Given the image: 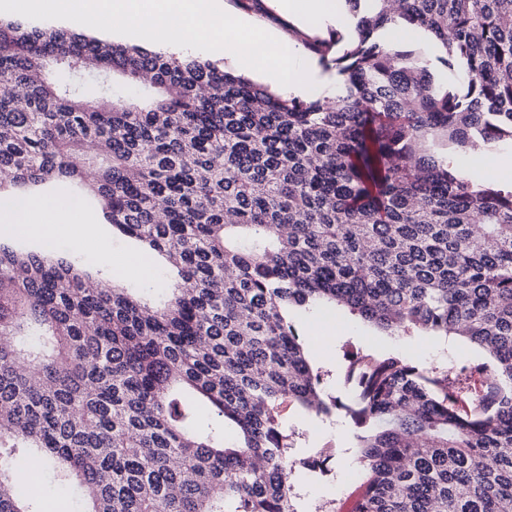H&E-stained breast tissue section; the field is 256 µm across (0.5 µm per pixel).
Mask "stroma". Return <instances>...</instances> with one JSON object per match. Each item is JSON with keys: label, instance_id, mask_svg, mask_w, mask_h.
<instances>
[{"label": "stroma", "instance_id": "1", "mask_svg": "<svg viewBox=\"0 0 512 512\" xmlns=\"http://www.w3.org/2000/svg\"><path fill=\"white\" fill-rule=\"evenodd\" d=\"M224 10L233 16L246 17L260 28L276 33L283 41L302 43L312 50L321 42V35L303 33L291 16L276 11L271 0H224ZM81 214L96 224V243L80 242L63 235L54 243L59 254L85 259L89 250L99 246L113 260L130 255L134 245L113 234L111 225L102 223L97 204L84 199ZM294 324L305 336L308 357L324 375V389L341 402H348L351 392L343 383L344 368L350 353L359 351L372 356L402 354L421 367H440L456 378L462 393L472 395L484 387L489 372L483 371L487 357L476 346L463 341L444 342L432 336H385L377 333L346 310L313 309L298 314ZM280 418L292 436L297 457L316 458L322 449L332 451L328 473L296 468L293 485L298 512H320L323 503H330L332 512H343L358 486L352 458L356 457L354 435L357 431L344 412L322 421L301 411L295 405L283 404Z\"/></svg>", "mask_w": 512, "mask_h": 512}]
</instances>
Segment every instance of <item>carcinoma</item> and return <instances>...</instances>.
Instances as JSON below:
<instances>
[{"instance_id": "carcinoma-1", "label": "carcinoma", "mask_w": 512, "mask_h": 512, "mask_svg": "<svg viewBox=\"0 0 512 512\" xmlns=\"http://www.w3.org/2000/svg\"><path fill=\"white\" fill-rule=\"evenodd\" d=\"M346 2L355 35L320 43L331 108L0 22V85L24 91L0 95V198L68 180L171 271L155 298L107 263L0 244V512H47L19 491L33 460L82 512H296V466L332 454L295 458L285 402L353 420L356 512H512V183L457 163L512 150V0ZM392 25L442 46L446 82L379 39ZM328 304L390 336H462L494 381L468 403L446 370L356 354L342 403L292 324Z\"/></svg>"}]
</instances>
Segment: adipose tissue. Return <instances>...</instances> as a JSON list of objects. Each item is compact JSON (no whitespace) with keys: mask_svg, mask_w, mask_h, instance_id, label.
I'll return each mask as SVG.
<instances>
[{"mask_svg":"<svg viewBox=\"0 0 512 512\" xmlns=\"http://www.w3.org/2000/svg\"><path fill=\"white\" fill-rule=\"evenodd\" d=\"M0 223L31 231L48 244L68 225L74 226L76 234L84 237L93 232L88 222H73L70 204L42 197L1 200Z\"/></svg>","mask_w":512,"mask_h":512,"instance_id":"obj_1","label":"adipose tissue"}]
</instances>
